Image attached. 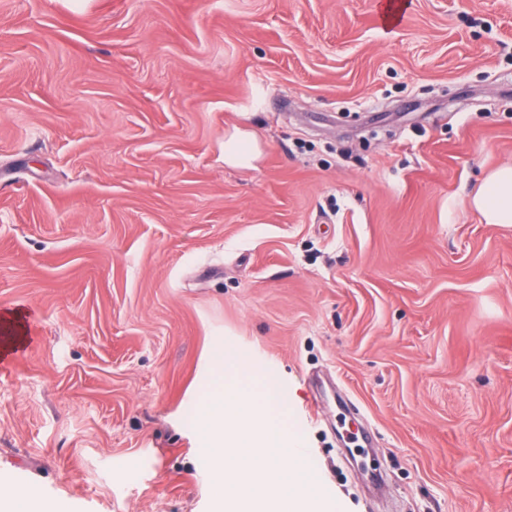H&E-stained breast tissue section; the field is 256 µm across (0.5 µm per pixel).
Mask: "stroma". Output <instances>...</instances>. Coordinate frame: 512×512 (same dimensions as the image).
I'll use <instances>...</instances> for the list:
<instances>
[{
  "mask_svg": "<svg viewBox=\"0 0 512 512\" xmlns=\"http://www.w3.org/2000/svg\"><path fill=\"white\" fill-rule=\"evenodd\" d=\"M385 2L0 0V488L224 512L229 346L338 512H512V0ZM262 153L252 127L234 125L224 134V164L241 169H257ZM468 206L488 224H512V165L489 173L468 197Z\"/></svg>",
  "mask_w": 512,
  "mask_h": 512,
  "instance_id": "stroma-1",
  "label": "stroma"
}]
</instances>
